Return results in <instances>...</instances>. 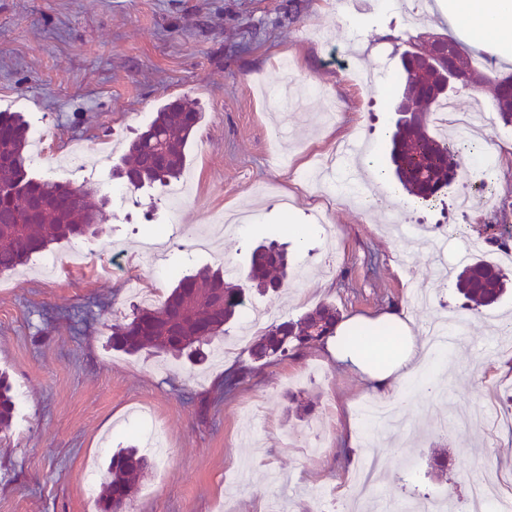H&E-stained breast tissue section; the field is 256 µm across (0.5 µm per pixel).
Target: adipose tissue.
Returning <instances> with one entry per match:
<instances>
[{
    "label": "adipose tissue",
    "mask_w": 512,
    "mask_h": 512,
    "mask_svg": "<svg viewBox=\"0 0 512 512\" xmlns=\"http://www.w3.org/2000/svg\"><path fill=\"white\" fill-rule=\"evenodd\" d=\"M462 40L512 61V0H436ZM336 363L357 374L375 396L398 399L419 372L426 344L398 308L373 317H352L336 325L322 347Z\"/></svg>",
    "instance_id": "1"
}]
</instances>
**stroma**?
<instances>
[{
  "instance_id": "1",
  "label": "stroma",
  "mask_w": 512,
  "mask_h": 512,
  "mask_svg": "<svg viewBox=\"0 0 512 512\" xmlns=\"http://www.w3.org/2000/svg\"><path fill=\"white\" fill-rule=\"evenodd\" d=\"M352 3L347 22L338 0H0V111L22 113L47 148L31 175L101 183L159 106L179 98L202 113L179 211L171 206L182 179L125 192L84 252L52 245L54 273L35 261L0 275V369L23 395L11 429L0 433V512H98L84 496L85 469L106 473L110 449L131 444L154 467L126 512H266L277 497L288 512H314L327 494L349 501L362 462L347 455L346 439L362 437L358 411L374 396L320 347L256 362L237 324L200 364L130 356L110 344L113 324L141 301L131 281L160 297L203 268L245 269L254 243L285 241L287 225L311 224L320 208L335 237L313 227L288 248L283 294L251 298L270 309L271 323L325 303L344 319L395 306L421 334L447 308L461 312L467 330L437 356L434 384L421 375L409 382L404 432L370 447L383 465L376 504L414 512L424 497L464 495L488 465L512 496V432L493 422L456 426L466 411L512 406V379L496 370L507 352L512 288L482 313L464 310L455 260L469 244L512 272V255L485 230L502 209L512 225V162L497 153L512 141V126L482 112L484 138L473 154L476 169L491 171L486 186L457 177L431 206L399 196L363 209L350 192L305 185L304 173L335 159L355 127L377 144V169L389 170L386 133L404 89L400 55L410 38L448 25L438 15L405 21L390 0ZM283 58L291 65L285 76ZM310 85L319 95L288 108L278 125L276 94ZM75 150L87 167H58ZM393 220L416 226L417 237H390ZM449 225L442 260L450 272L440 278L426 238ZM421 281L438 292L432 306L412 300ZM241 366L249 378L223 395L225 370ZM290 393L315 403L310 419L287 418ZM440 417L456 426L446 442ZM442 444L450 464L437 474L428 461Z\"/></svg>"
}]
</instances>
